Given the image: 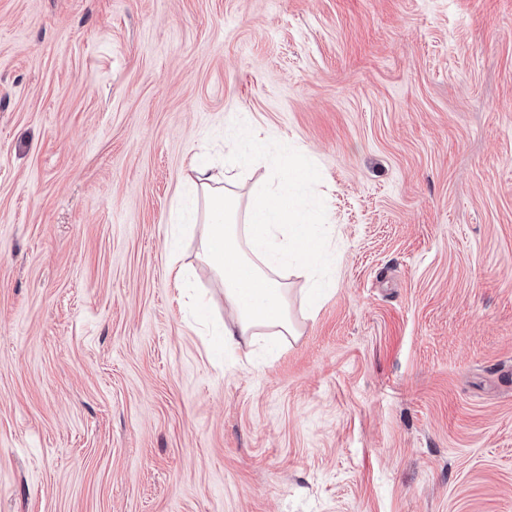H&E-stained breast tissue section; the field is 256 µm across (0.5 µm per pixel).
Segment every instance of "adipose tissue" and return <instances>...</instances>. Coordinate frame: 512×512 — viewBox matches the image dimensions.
<instances>
[{"mask_svg": "<svg viewBox=\"0 0 512 512\" xmlns=\"http://www.w3.org/2000/svg\"><path fill=\"white\" fill-rule=\"evenodd\" d=\"M202 191V250L224 288L230 316L223 346L253 336H292L296 328L282 273L310 275L327 249L301 186L308 175L293 157L279 170H265L247 204H240L236 174L200 163L190 167Z\"/></svg>", "mask_w": 512, "mask_h": 512, "instance_id": "1", "label": "adipose tissue"}]
</instances>
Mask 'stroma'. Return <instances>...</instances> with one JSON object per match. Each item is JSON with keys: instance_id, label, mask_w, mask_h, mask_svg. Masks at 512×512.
<instances>
[{"instance_id": "stroma-1", "label": "stroma", "mask_w": 512, "mask_h": 512, "mask_svg": "<svg viewBox=\"0 0 512 512\" xmlns=\"http://www.w3.org/2000/svg\"><path fill=\"white\" fill-rule=\"evenodd\" d=\"M247 128L333 248L252 362L168 274ZM0 512H512V0H0Z\"/></svg>"}]
</instances>
